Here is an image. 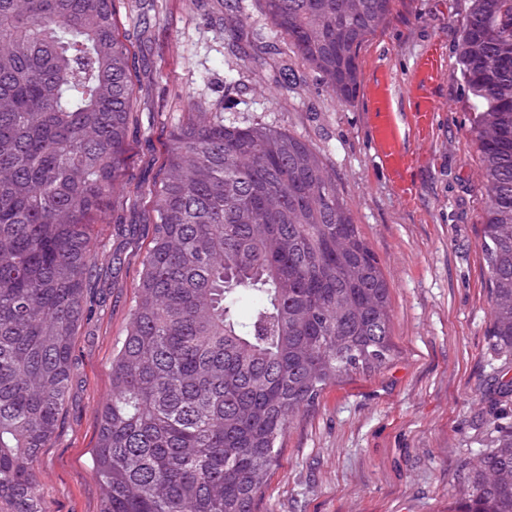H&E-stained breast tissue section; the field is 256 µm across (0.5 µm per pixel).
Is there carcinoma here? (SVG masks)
I'll use <instances>...</instances> for the list:
<instances>
[{
  "instance_id": "obj_1",
  "label": "carcinoma",
  "mask_w": 512,
  "mask_h": 512,
  "mask_svg": "<svg viewBox=\"0 0 512 512\" xmlns=\"http://www.w3.org/2000/svg\"><path fill=\"white\" fill-rule=\"evenodd\" d=\"M470 2L458 70L488 189L490 335L512 352V0ZM260 5L347 103L394 0ZM182 100L92 457L102 512H255L291 420L392 351L383 269L319 155ZM134 107L116 0H0V512H43L32 463L58 425ZM449 512H512V428Z\"/></svg>"
}]
</instances>
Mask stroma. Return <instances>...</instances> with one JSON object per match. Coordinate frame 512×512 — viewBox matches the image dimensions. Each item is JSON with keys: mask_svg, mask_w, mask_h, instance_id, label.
<instances>
[{"mask_svg": "<svg viewBox=\"0 0 512 512\" xmlns=\"http://www.w3.org/2000/svg\"><path fill=\"white\" fill-rule=\"evenodd\" d=\"M469 4L395 0L360 49L356 98L343 103L275 39L257 0H118L137 116L116 201L93 228L104 257L72 338L59 426L33 462L45 512H101L92 456L112 394V354L153 237L149 191L187 93L223 103L225 122H263L310 144L389 287V362L327 386L289 424L257 512H448L466 491L494 428L512 426V353L489 334L487 190L456 74L457 20ZM282 64L293 75L286 85ZM382 112L394 113L414 160L413 195L396 186L374 143ZM417 112L431 113L429 128L415 125Z\"/></svg>", "mask_w": 512, "mask_h": 512, "instance_id": "1", "label": "stroma"}]
</instances>
